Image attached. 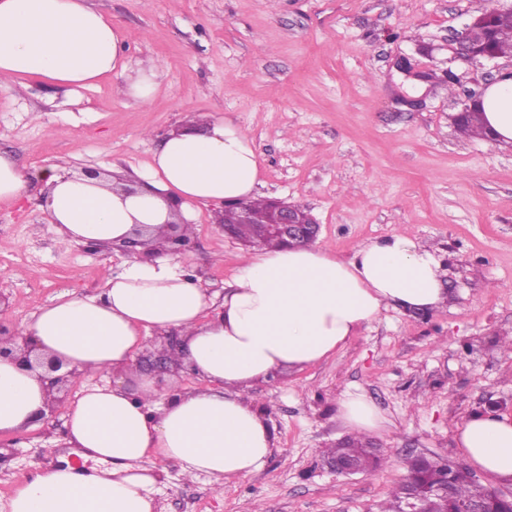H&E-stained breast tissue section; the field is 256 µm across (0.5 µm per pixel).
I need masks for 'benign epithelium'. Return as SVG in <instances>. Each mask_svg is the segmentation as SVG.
Masks as SVG:
<instances>
[{"instance_id": "benign-epithelium-1", "label": "benign epithelium", "mask_w": 512, "mask_h": 512, "mask_svg": "<svg viewBox=\"0 0 512 512\" xmlns=\"http://www.w3.org/2000/svg\"><path fill=\"white\" fill-rule=\"evenodd\" d=\"M477 27H468L449 39L448 47L451 56L448 62L473 63L480 59L492 61L498 58L493 52L491 39L486 36L477 41ZM299 206L285 204L278 200L271 201L270 222L261 226L254 236L260 242L267 234L277 235L288 247L308 245L318 236L320 225L309 216L303 222L298 216ZM32 344L23 330L16 326L6 331L0 325V357H10L17 362L31 361L44 369L41 376L46 388L51 390L48 402L50 412L64 402L68 394V385L75 378V370L65 368L63 361L55 358H32ZM401 492L406 502V512H420L421 500L427 495H440L448 500V512H512V494L506 496L494 491L482 498H476L465 503L456 500L451 475L448 469L435 471L428 483H420L409 477L404 480Z\"/></svg>"}]
</instances>
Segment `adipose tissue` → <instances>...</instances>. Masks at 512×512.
<instances>
[{
    "mask_svg": "<svg viewBox=\"0 0 512 512\" xmlns=\"http://www.w3.org/2000/svg\"><path fill=\"white\" fill-rule=\"evenodd\" d=\"M119 29L84 0H0V92L26 77L89 87L126 70ZM484 126L512 143V78L485 94ZM260 170L252 140L219 119L198 127L186 118L164 138L135 193L111 178L50 175L46 208L55 231L85 246L121 243L135 228L156 258L123 261L97 296H60L22 322L37 353L55 355L80 376L68 413L67 442L81 465L47 468L22 482L11 512H156V474L148 461H176L182 475L234 483L260 471L275 445L248 392L280 368H304L330 357L386 306L428 313L447 300V271L435 250L394 233L342 260L315 246L269 247L245 255L219 309L182 263L170 257L165 225L171 204L188 219L195 204L251 200ZM176 332L172 363L185 364L201 387L138 374L135 355L150 333ZM37 372L0 358V433L15 432L46 411ZM358 433L381 427L363 395L340 402ZM458 444L469 463L512 480V417L472 414Z\"/></svg>",
    "mask_w": 512,
    "mask_h": 512,
    "instance_id": "adipose-tissue-1",
    "label": "adipose tissue"
}]
</instances>
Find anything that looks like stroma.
I'll list each match as a JSON object with an SVG mask.
<instances>
[{"label":"stroma","mask_w":512,"mask_h":512,"mask_svg":"<svg viewBox=\"0 0 512 512\" xmlns=\"http://www.w3.org/2000/svg\"><path fill=\"white\" fill-rule=\"evenodd\" d=\"M119 27L127 70L73 90L25 78L0 93V153L27 180L24 196L0 201V292L13 328L59 296L98 294L125 258L55 233L42 202L43 176L85 167L147 170L185 113L225 119L253 141L259 197L309 210L316 246L339 258L404 232L434 248L448 270L446 305L427 314L382 309L335 355L274 373L250 396L275 437L266 466L237 483L184 478L156 459L157 512H384L417 456L469 463L458 425L475 412L512 415V144L471 138L453 115L484 90L492 66L449 64L447 42L491 0H86ZM160 65L148 103L121 94L140 60ZM453 69L457 83L401 72ZM216 206L197 205L192 247L181 259L222 302L250 248L228 237ZM364 395L384 419L368 439L382 461L348 477L325 461L351 437L344 394ZM68 407L0 434V512L17 486L46 467L75 463Z\"/></svg>","instance_id":"1"}]
</instances>
